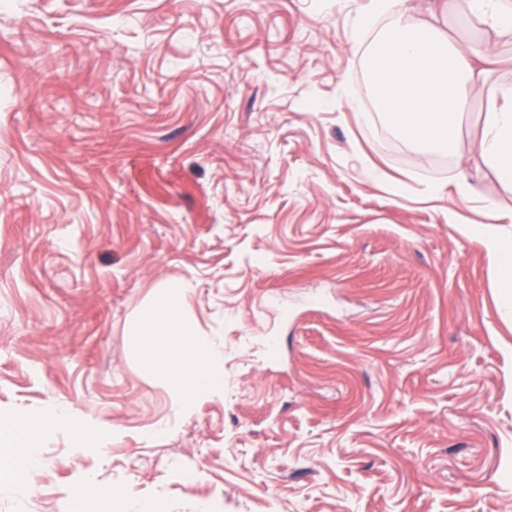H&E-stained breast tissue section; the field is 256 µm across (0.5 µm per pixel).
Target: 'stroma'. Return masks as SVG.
Here are the masks:
<instances>
[{"mask_svg":"<svg viewBox=\"0 0 512 512\" xmlns=\"http://www.w3.org/2000/svg\"><path fill=\"white\" fill-rule=\"evenodd\" d=\"M364 3L0 0V424L40 454L0 512H512V314L477 232L512 235V190L485 100L447 158L393 134ZM439 25L512 87V35L466 0ZM173 285L224 354L190 404L135 338Z\"/></svg>","mask_w":512,"mask_h":512,"instance_id":"obj_1","label":"stroma"}]
</instances>
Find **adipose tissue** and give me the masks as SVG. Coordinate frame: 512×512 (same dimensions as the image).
Segmentation results:
<instances>
[{
    "label": "adipose tissue",
    "instance_id": "1",
    "mask_svg": "<svg viewBox=\"0 0 512 512\" xmlns=\"http://www.w3.org/2000/svg\"><path fill=\"white\" fill-rule=\"evenodd\" d=\"M382 18L387 24L367 54V77L393 130L421 152H447L473 102L485 98L479 152L512 188V87L488 85L483 67L492 61L490 51L456 44L436 23L417 20L413 0H368L351 40ZM181 314V288L161 289L136 336L143 371H162L184 401L192 402L223 390V354L185 329ZM39 465L35 434L25 416H16L0 428V477L21 489Z\"/></svg>",
    "mask_w": 512,
    "mask_h": 512
}]
</instances>
